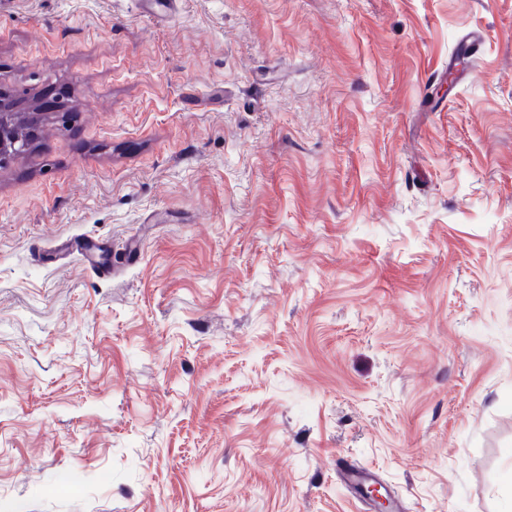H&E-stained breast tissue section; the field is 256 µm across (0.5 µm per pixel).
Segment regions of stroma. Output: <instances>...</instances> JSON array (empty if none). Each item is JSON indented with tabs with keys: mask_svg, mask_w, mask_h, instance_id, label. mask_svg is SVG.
I'll list each match as a JSON object with an SVG mask.
<instances>
[{
	"mask_svg": "<svg viewBox=\"0 0 512 512\" xmlns=\"http://www.w3.org/2000/svg\"><path fill=\"white\" fill-rule=\"evenodd\" d=\"M61 88L0 168V512H357L340 457L512 512V0H0V95Z\"/></svg>",
	"mask_w": 512,
	"mask_h": 512,
	"instance_id": "obj_1",
	"label": "stroma"
}]
</instances>
